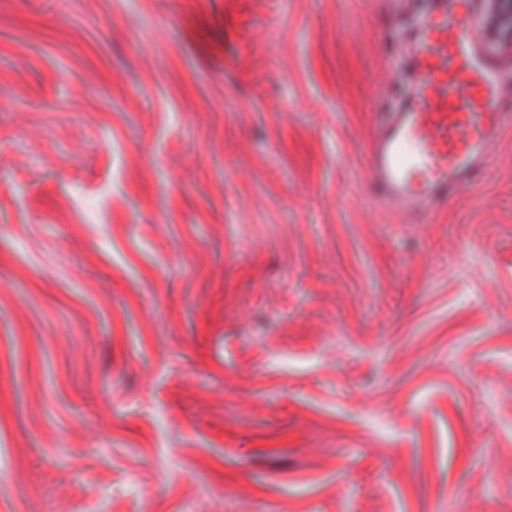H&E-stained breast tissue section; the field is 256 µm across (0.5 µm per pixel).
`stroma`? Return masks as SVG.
I'll return each mask as SVG.
<instances>
[{
  "instance_id": "35a3bbf8",
  "label": "stroma",
  "mask_w": 512,
  "mask_h": 512,
  "mask_svg": "<svg viewBox=\"0 0 512 512\" xmlns=\"http://www.w3.org/2000/svg\"><path fill=\"white\" fill-rule=\"evenodd\" d=\"M406 0H0V512H512V126L374 200Z\"/></svg>"
}]
</instances>
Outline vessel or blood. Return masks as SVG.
I'll return each mask as SVG.
<instances>
[{
  "instance_id": "vessel-or-blood-1",
  "label": "vessel or blood",
  "mask_w": 512,
  "mask_h": 512,
  "mask_svg": "<svg viewBox=\"0 0 512 512\" xmlns=\"http://www.w3.org/2000/svg\"><path fill=\"white\" fill-rule=\"evenodd\" d=\"M486 0H427L405 35L403 91L380 112L368 181L381 202L440 205L483 174L512 124V54L481 33Z\"/></svg>"
}]
</instances>
